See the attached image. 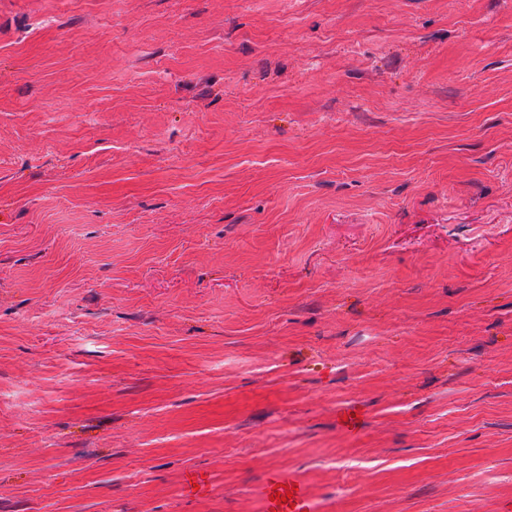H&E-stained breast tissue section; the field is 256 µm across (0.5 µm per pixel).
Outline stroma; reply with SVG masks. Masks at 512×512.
<instances>
[{
  "label": "stroma",
  "instance_id": "1",
  "mask_svg": "<svg viewBox=\"0 0 512 512\" xmlns=\"http://www.w3.org/2000/svg\"><path fill=\"white\" fill-rule=\"evenodd\" d=\"M274 471L512 504V0H0V512Z\"/></svg>",
  "mask_w": 512,
  "mask_h": 512
}]
</instances>
